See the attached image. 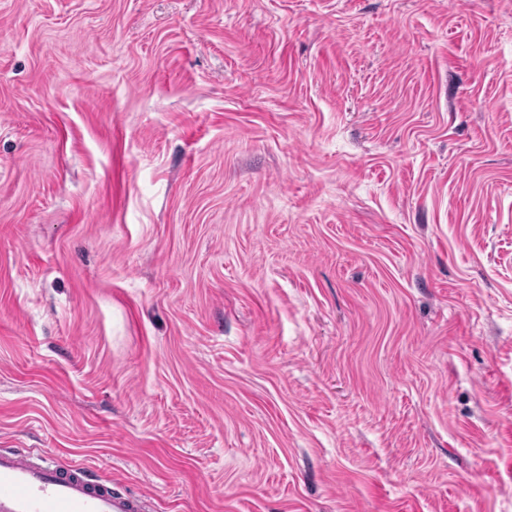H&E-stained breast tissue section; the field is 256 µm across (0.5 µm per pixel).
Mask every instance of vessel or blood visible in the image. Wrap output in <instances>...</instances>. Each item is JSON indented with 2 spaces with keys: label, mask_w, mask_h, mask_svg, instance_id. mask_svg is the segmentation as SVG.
Returning a JSON list of instances; mask_svg holds the SVG:
<instances>
[{
  "label": "vessel or blood",
  "mask_w": 512,
  "mask_h": 512,
  "mask_svg": "<svg viewBox=\"0 0 512 512\" xmlns=\"http://www.w3.org/2000/svg\"><path fill=\"white\" fill-rule=\"evenodd\" d=\"M150 493L115 491L42 448H0V512H150Z\"/></svg>",
  "instance_id": "vessel-or-blood-1"
}]
</instances>
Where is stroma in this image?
Returning a JSON list of instances; mask_svg holds the SVG:
<instances>
[{"instance_id": "obj_1", "label": "stroma", "mask_w": 512, "mask_h": 512, "mask_svg": "<svg viewBox=\"0 0 512 512\" xmlns=\"http://www.w3.org/2000/svg\"><path fill=\"white\" fill-rule=\"evenodd\" d=\"M0 448L512 512V0H0Z\"/></svg>"}]
</instances>
